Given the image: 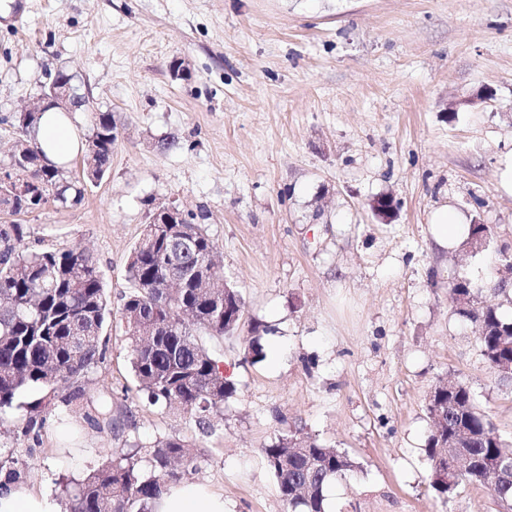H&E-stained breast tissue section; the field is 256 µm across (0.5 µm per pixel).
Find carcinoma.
<instances>
[{"mask_svg": "<svg viewBox=\"0 0 512 512\" xmlns=\"http://www.w3.org/2000/svg\"><path fill=\"white\" fill-rule=\"evenodd\" d=\"M74 112L91 114L85 161L91 176H104L117 140L112 113L74 94ZM14 158L23 163L31 182V197H16L14 212L26 214L42 201L75 205L82 201L85 185L64 177L63 168L43 163V151L30 140ZM492 229L471 224L467 245L486 242ZM23 226L12 222L0 229V410L10 408L30 386L76 382L104 362L106 325L112 309L106 297L97 262L85 249L29 252L21 246ZM191 247L181 250L182 240ZM217 247L199 225L148 224L127 261L131 291L125 296L121 321L131 371L139 392L152 404L180 405L202 432L209 416L221 412L237 388L224 376L219 361L199 343L195 329L213 336L234 334L244 303L239 292L222 288V308L200 283L183 288L169 283L182 279L186 270L209 261L212 276L223 277L213 262ZM509 281L498 278L493 288L458 281L449 289L459 313L478 322L481 356L488 367L512 379V318L499 307L484 305L490 291L512 298ZM67 405L101 430L114 429L112 393L98 403L84 400L77 388L64 398ZM430 434L425 454L429 483L438 496H449L461 484L488 489L503 509H512V441L482 411L471 389L460 382L439 383L427 403ZM267 469L276 479L281 500L291 512H326L324 489L334 476L355 467L344 452L316 439L294 434L263 448ZM197 458L191 444L180 437L156 440L151 450V470L142 471L140 460L124 454L78 484L71 495L70 512H152L162 487L194 471Z\"/></svg>", "mask_w": 512, "mask_h": 512, "instance_id": "carcinoma-1", "label": "carcinoma"}]
</instances>
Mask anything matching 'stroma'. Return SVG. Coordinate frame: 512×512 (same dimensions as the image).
<instances>
[{"instance_id":"obj_1","label":"stroma","mask_w":512,"mask_h":512,"mask_svg":"<svg viewBox=\"0 0 512 512\" xmlns=\"http://www.w3.org/2000/svg\"><path fill=\"white\" fill-rule=\"evenodd\" d=\"M60 69L117 140L81 203L19 215L23 247L90 251L117 313L154 209L194 213L245 303L233 336H199L237 393L205 433L149 404L115 316L80 386L91 401L109 390L131 423L97 430L64 403L69 385L30 388L0 412V463L61 504L103 464L179 436L197 456L189 481L227 512H288L262 450L298 430L356 464L327 485L328 512H502L484 488L437 497L425 446L448 379L512 437V382L448 298L512 253V0H0V164ZM380 197L390 216L373 212ZM443 205L490 240L439 248L428 219ZM255 331L277 366L248 354Z\"/></svg>"}]
</instances>
